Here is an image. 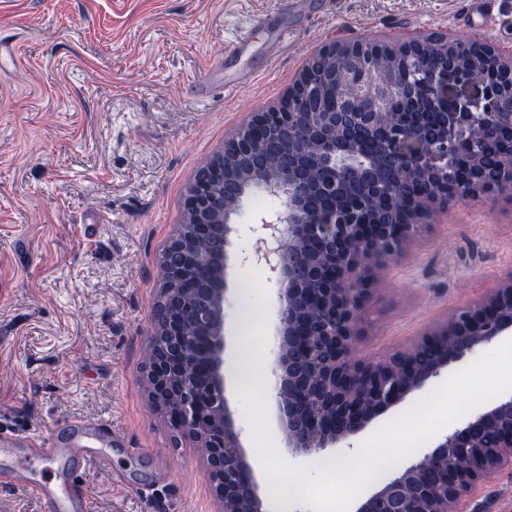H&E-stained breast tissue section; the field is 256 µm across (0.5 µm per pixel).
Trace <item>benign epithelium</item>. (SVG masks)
I'll use <instances>...</instances> for the list:
<instances>
[{"instance_id":"benign-epithelium-1","label":"benign epithelium","mask_w":512,"mask_h":512,"mask_svg":"<svg viewBox=\"0 0 512 512\" xmlns=\"http://www.w3.org/2000/svg\"><path fill=\"white\" fill-rule=\"evenodd\" d=\"M426 37L403 42L404 64L375 75L378 40L327 43L310 56L279 105L256 112L224 141L222 156L257 158L254 167L230 174L237 186L258 185L281 199L270 218L253 224L256 244L239 265L266 267L278 285L273 371L274 403L288 453L311 459L331 453L375 420L428 386L448 365L512 338V275L480 301L460 307L450 319L422 334L408 349L386 358L360 355L363 323L377 288V271L405 255L427 230L432 215L455 201L512 199V94L488 84L471 68L448 82V62L427 65L418 50ZM487 60L507 75L512 57L484 47ZM342 63L341 88L329 85L320 58ZM447 111L432 133L413 113L394 107L404 94ZM333 97L322 112L314 101ZM468 141L472 175L457 177ZM288 131V160L264 153L257 131ZM204 167L184 200L194 234L217 235L209 253L190 250L177 230L164 253L182 257L180 270H209L206 287L185 301L173 294L158 302L144 365L154 409L179 438L205 454L206 470L222 512H263L258 474L247 460L227 397L224 372L230 248L234 216L244 195L226 204L210 193L219 174ZM439 179L451 197L422 195L400 218L379 219L369 201L391 199L412 182ZM329 204L316 212L309 198ZM512 471V392L499 397L438 439L419 459L400 466L367 495L355 512H458L462 500L491 474Z\"/></svg>"}]
</instances>
